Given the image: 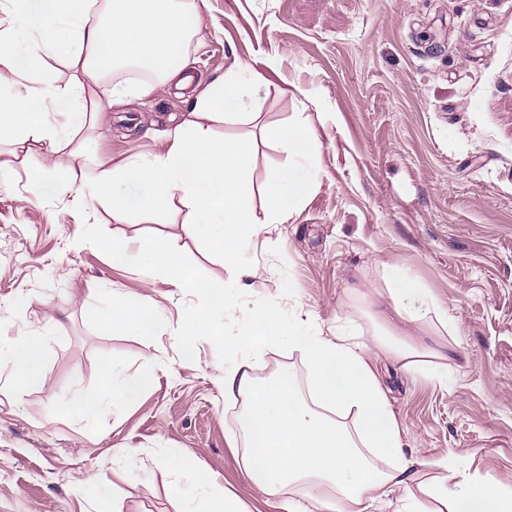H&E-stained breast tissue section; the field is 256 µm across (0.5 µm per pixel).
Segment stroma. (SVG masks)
Masks as SVG:
<instances>
[{"mask_svg": "<svg viewBox=\"0 0 512 512\" xmlns=\"http://www.w3.org/2000/svg\"><path fill=\"white\" fill-rule=\"evenodd\" d=\"M200 12L188 88L157 83L117 103L113 86L142 81L118 70L97 86L104 120L60 154L0 143L9 165L0 173V337L46 344L23 405L0 377V512H112L116 504L181 512L184 493H204L211 480L247 512H283L282 497L262 493L244 470L231 430L235 402L213 368L222 340L256 304L326 334L340 320L363 322L365 309L388 310L380 291L391 267L406 269L461 327L454 335L396 323L424 345L445 346L447 384L378 362L405 452L430 461L452 454L459 467L512 481V0H206ZM237 62L266 80L262 117L213 129L252 141L256 185L285 160L263 126L304 113L321 156L306 205L244 255L258 271L254 288L233 287L223 249L198 237L180 201L117 224L111 209H75L70 196L35 183L39 172L82 176L76 151L109 167L162 151L161 134L187 117L192 90ZM114 238L136 249L176 240L190 280L230 285L240 308L216 312L215 333L195 340L193 361H184L177 330L205 297L147 278L143 265L113 264ZM115 292L158 313L152 346L106 329ZM241 355L257 377L290 367L307 381L288 349ZM106 367L154 380L133 407L76 415L77 391ZM123 448L135 450L134 469L114 461ZM172 455L193 457L200 479L166 472Z\"/></svg>", "mask_w": 512, "mask_h": 512, "instance_id": "obj_1", "label": "stroma"}]
</instances>
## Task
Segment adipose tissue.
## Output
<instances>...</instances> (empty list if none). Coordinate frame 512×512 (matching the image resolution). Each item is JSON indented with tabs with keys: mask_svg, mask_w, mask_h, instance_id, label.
Listing matches in <instances>:
<instances>
[{
	"mask_svg": "<svg viewBox=\"0 0 512 512\" xmlns=\"http://www.w3.org/2000/svg\"><path fill=\"white\" fill-rule=\"evenodd\" d=\"M0 0V64L16 76L0 85V140L40 145L59 154L87 116L104 108L87 91L88 83L125 65L187 87V46L201 32L195 0ZM104 19H97V12ZM63 60L76 76L71 84L47 89L43 54ZM267 85L262 75L236 63L223 77L189 100V120L166 136L162 152L115 167H97L90 181L43 179L51 192L70 193L75 202L96 201L112 209V220L128 223L178 200L185 203L200 238L219 244L235 280L255 277L240 266L254 238L273 224H284L305 205L321 167L318 137L309 117L298 115L266 129V137L286 154L262 189L252 180L254 147L242 138H216V122L250 124L261 116ZM262 204H255V195ZM386 292L396 314L411 323L448 325L444 309L420 282L394 267ZM208 304L180 325L185 357L192 340L213 333V315L232 301L222 286L196 282ZM108 329L151 341L158 330L155 312L130 310L116 295L105 315ZM281 344L300 353L309 371V390L301 392L293 370L256 382L238 351ZM384 353L410 373L444 383L451 357L416 344L387 327L364 336L353 323L338 324L332 336L287 319L275 307L248 309L235 336L224 340V362L217 370L225 396L239 395L244 406L235 431L246 445L244 467L265 494L287 493L285 512H512V483L491 470L472 471L455 460L439 462L440 473L412 490L426 460L403 452L402 430L374 364ZM43 340L21 336L0 349V370L13 377L16 396L40 378ZM108 395L84 390L80 410L101 414L135 403L149 386L147 375L103 373Z\"/></svg>",
	"mask_w": 512,
	"mask_h": 512,
	"instance_id": "adipose-tissue-1",
	"label": "adipose tissue"
}]
</instances>
